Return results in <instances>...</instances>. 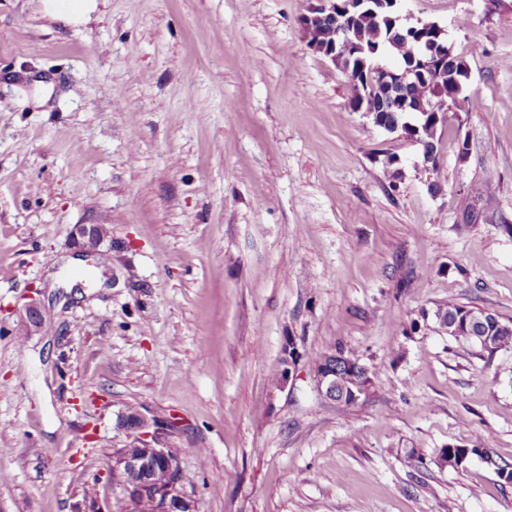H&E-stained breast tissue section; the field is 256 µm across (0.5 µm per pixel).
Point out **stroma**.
I'll return each mask as SVG.
<instances>
[{
	"instance_id": "1",
	"label": "stroma",
	"mask_w": 512,
	"mask_h": 512,
	"mask_svg": "<svg viewBox=\"0 0 512 512\" xmlns=\"http://www.w3.org/2000/svg\"><path fill=\"white\" fill-rule=\"evenodd\" d=\"M317 3L97 0L67 25L0 0V512H73L89 488L120 512L131 405L179 418L199 512H512L493 465L435 462L478 434L512 465V350L434 316L512 322V0H400L477 104L429 172L309 47ZM80 224L111 228L84 264ZM34 289L46 320L21 342ZM290 340L354 354L368 397L327 400L303 361L282 379ZM469 315L471 326L468 331L459 328L457 321L461 323L463 316ZM439 328L453 337L455 340L478 346L482 350L493 353L501 349L512 348V330L506 329L511 324L503 323L494 315L482 317L473 309L448 302V306L438 308L435 313ZM489 342V346L486 342Z\"/></svg>"
}]
</instances>
